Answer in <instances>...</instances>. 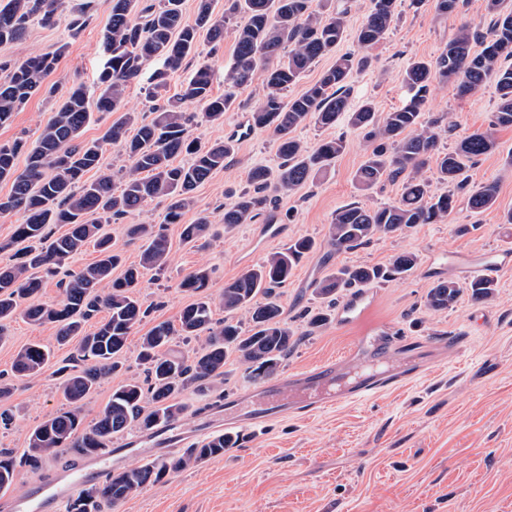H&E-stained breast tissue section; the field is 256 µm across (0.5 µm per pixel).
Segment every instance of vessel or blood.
Here are the masks:
<instances>
[{
	"label": "vessel or blood",
	"instance_id": "1",
	"mask_svg": "<svg viewBox=\"0 0 512 512\" xmlns=\"http://www.w3.org/2000/svg\"><path fill=\"white\" fill-rule=\"evenodd\" d=\"M466 264L469 275L488 276L512 264V251L479 255L467 259ZM370 307L369 293L356 292L343 304L338 319L345 325L361 322ZM389 336L387 325H376L348 362L320 364L261 388L244 389L209 410L194 425L177 420L125 440L120 447L102 455L86 458L79 468L58 473L51 485L35 486L28 495L16 498L9 504V512H66L68 502L81 486L100 481L138 447L155 457L206 435L219 424L255 428L289 411L311 414L370 398L386 387L405 382L418 370L417 352L408 348L399 356H392Z\"/></svg>",
	"mask_w": 512,
	"mask_h": 512
}]
</instances>
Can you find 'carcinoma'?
<instances>
[{
	"label": "carcinoma",
	"instance_id": "cac0c4a2",
	"mask_svg": "<svg viewBox=\"0 0 512 512\" xmlns=\"http://www.w3.org/2000/svg\"><path fill=\"white\" fill-rule=\"evenodd\" d=\"M141 2L112 0L96 111L120 112L122 116L99 140H81L92 118L85 84H45L60 54H38L20 63L0 65V70H9L8 78L0 82V125L41 91L56 102L53 120L33 143L17 139L0 144V180L12 182L10 193L0 196V214L20 216L10 241L0 243V251L16 242L24 244L14 254L15 263L0 266V343L9 339L6 323L18 315L34 326L54 325L60 344L77 340L72 356L76 365L69 368L61 383L69 409L30 431L24 459L32 465L49 455L103 453L112 436L129 427L151 431L181 417L186 411L179 400L181 393L190 387L202 392L212 380L224 376V363L230 354L236 355L253 380H266L277 372L294 342L296 330L282 318L276 289L288 281L302 257L316 248L315 240L309 237L291 241L287 248L270 253L261 264L224 284L220 295L222 323L214 320L210 302L197 299L180 311L178 325L160 322L153 326L140 337L137 354L146 384L131 380L120 386L89 424L83 422L82 401L119 369V357L130 334L147 315L134 288L143 272L163 270L170 253L166 236L154 231L152 225L129 224L126 235L144 239L147 245L138 264L128 266L114 279L112 270L120 265L121 256L111 237L102 233V225L89 224L85 217L97 215L106 223H117L137 212L145 201L165 198L169 200L166 222L181 225L184 241L197 242L210 230V217L203 212L190 224L183 223V217L194 205L196 187L224 168L233 140L199 144L188 133L190 116L182 104L196 103L202 106L206 120L220 122L234 101L235 91L261 78L262 102L251 113L250 122L252 127L272 133L281 162L275 170L256 166L248 173L249 187L224 206L227 230L254 222L266 212L274 194L306 185L344 152L346 143L341 136L307 146L296 135L300 127L312 120L322 128H332L344 120L361 131L366 151L353 176L355 185L370 191L386 181H399L402 193L392 205L352 203L337 209L329 224L328 244L338 253L415 224L444 222L456 208L457 194L467 188L470 165L496 149L490 130L473 132L448 149L439 148L447 117L423 120L434 83L453 82L462 96L493 85L497 108L491 126L512 127V66L502 65V60L512 59V0H486L485 9L492 16L487 30L463 24L435 60H411L403 71L408 99L385 114L377 112L369 101L352 107L349 80L371 65L369 57L352 53L337 57L302 94L288 96L301 75L321 57L336 51L347 36L349 9L345 6L316 12L312 0H231L230 7L219 14L214 11L213 0H199L195 23L188 25L182 21L181 0H160L157 5L146 6ZM59 5L60 0H0V44L21 39L32 19L51 23ZM397 8V0H371L355 32L358 45L370 48L381 42L397 19ZM236 12L246 14L247 19L236 29L224 95L212 94L209 73L201 68L150 121L124 111L127 83L141 75L144 62L155 59L162 63L151 75L152 92L156 93L166 87L167 72L195 53L200 33H206L213 43L224 41V28ZM476 44L481 50H473ZM105 144L120 146L129 160L117 191L112 175L101 171ZM21 154L26 155V165L20 171L16 160ZM182 154L190 156V164L173 165V159ZM431 163L437 182L448 191L437 192L423 175ZM94 170L99 176L86 179ZM497 195L496 183H483L469 192L467 208L474 213L484 211L495 204ZM50 224H64L68 229L49 243L46 228ZM91 241L97 259L70 276L65 299L54 306L37 302L42 288L39 270L51 273L54 266L81 252ZM417 265L415 254L403 252L386 265L337 268L316 285L315 293L329 301V307L308 313L307 332L331 322L330 306L339 291L402 277ZM208 284L207 270L198 268L180 281L179 288L194 295ZM464 289L476 302H488L494 296L490 279H473ZM464 289L451 278H440L429 289L425 304L432 310H445ZM103 309L107 312L105 321L96 331L83 333V324ZM238 311L250 317L246 330L235 320ZM176 335L202 336L205 345L190 358L178 356L172 350ZM49 356L46 346L28 344L16 353L13 370L20 376L37 374ZM236 442V436L222 434L181 455L124 467L104 482L80 491L71 500L69 512H102L105 505L117 506L148 485L161 484L175 473L223 455L224 449ZM16 467L14 455L0 451L1 492L14 484Z\"/></svg>",
	"mask_w": 512,
	"mask_h": 512
}]
</instances>
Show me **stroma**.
<instances>
[{
    "label": "stroma",
    "instance_id": "1",
    "mask_svg": "<svg viewBox=\"0 0 512 512\" xmlns=\"http://www.w3.org/2000/svg\"><path fill=\"white\" fill-rule=\"evenodd\" d=\"M83 3L62 0L55 25L31 22L23 39L0 44V61L14 63L34 54L57 52L61 58L50 83L78 80L96 90L111 2L94 0L89 19L73 38L69 25L79 17ZM463 20L488 28L484 0H465L457 18L440 15L436 0H421L416 8L400 7L389 34L369 51L372 67L352 78L351 104L367 100L380 113L399 107L408 97L402 71L409 59H435ZM234 43L231 25L219 45L200 39L197 53L169 72L167 96H175L203 66L211 72L213 94L223 95ZM261 98L260 84L240 90L220 123L205 121L201 106L186 105L192 117L188 130L204 144L226 140L248 121ZM496 102L490 85L462 97L454 85L438 84L425 117L453 114L455 129L439 141L445 148L474 131L486 130ZM54 113V101L42 94L32 97L0 125V143L18 138L35 141ZM338 135L344 136L346 149L336 162L305 186L277 197L272 212L283 219L285 228L278 240L255 239L252 224L229 232L223 224L224 207L246 187L249 170L259 165L274 169L280 163L270 133L258 128L235 142L223 169L194 191L195 205L182 224L207 213L212 226L205 244L183 242L182 224L165 223L166 199L149 200L132 216V223L154 225L168 238L169 261L163 271L147 272L141 279L136 295L150 314L131 333L121 368L85 400L84 415L95 418L113 390L131 380H144L136 361L139 338L159 322H176L182 308L191 303V296L178 287L184 275L198 268L208 271L206 295L220 321L225 283L303 236L315 239L317 248L301 260L282 289L284 318L299 336L280 374L347 358L376 323L391 328L397 345L430 348L427 367L414 383L365 400L311 416L291 413L257 432L238 428L237 444L222 456L177 473L166 483L146 487L112 512H512V267L495 275V294L489 302H473L464 293L445 310L425 305L433 272L462 283L467 280L458 267H438V257L512 249V224L502 221L504 212L512 209V127L498 129L497 150L468 171L470 186L497 183L493 207L470 214L462 192L454 215L445 223L417 224L342 253L328 245V227L336 209L353 202L394 203L401 185L387 182L369 193L356 189L353 175L364 159L365 147L361 135L346 126L325 129L310 122L297 131L298 138L308 144ZM401 252L416 254L417 268L409 275L368 285L374 306L365 321L350 326L333 321L305 334L306 312L322 305L314 293L317 281L343 265L387 264ZM55 332L53 325L36 327L18 318L9 325V341L0 344V381L12 388L5 406L15 417L11 427L0 428L2 451L21 455L29 432L64 406L55 371L74 348L56 345ZM34 342L51 346L49 366L35 376L14 375L17 351ZM250 383L238 359L228 358L223 379L210 390L184 391L183 421L192 422L199 407Z\"/></svg>",
    "mask_w": 512,
    "mask_h": 512
}]
</instances>
